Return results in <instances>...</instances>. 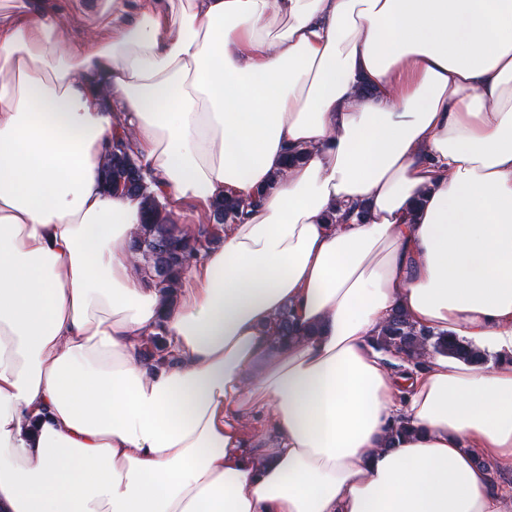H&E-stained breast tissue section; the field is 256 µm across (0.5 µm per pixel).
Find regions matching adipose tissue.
<instances>
[{
  "instance_id": "obj_1",
  "label": "adipose tissue",
  "mask_w": 512,
  "mask_h": 512,
  "mask_svg": "<svg viewBox=\"0 0 512 512\" xmlns=\"http://www.w3.org/2000/svg\"><path fill=\"white\" fill-rule=\"evenodd\" d=\"M83 9L0 0V512H512V0ZM120 141L249 203L172 305ZM397 309L495 362L394 373Z\"/></svg>"
}]
</instances>
